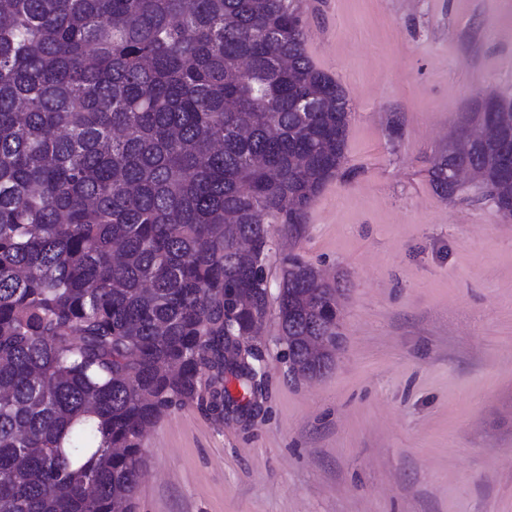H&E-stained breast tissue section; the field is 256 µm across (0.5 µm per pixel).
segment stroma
<instances>
[{"label": "stroma", "instance_id": "obj_1", "mask_svg": "<svg viewBox=\"0 0 512 512\" xmlns=\"http://www.w3.org/2000/svg\"><path fill=\"white\" fill-rule=\"evenodd\" d=\"M305 48L352 104L346 161L304 224L271 225L337 279L342 344L288 371L275 317L265 396L145 436L137 512H512V220L441 198L428 170L482 97H512V0H303Z\"/></svg>", "mask_w": 512, "mask_h": 512}]
</instances>
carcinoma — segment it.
<instances>
[{"label": "carcinoma", "instance_id": "1", "mask_svg": "<svg viewBox=\"0 0 512 512\" xmlns=\"http://www.w3.org/2000/svg\"><path fill=\"white\" fill-rule=\"evenodd\" d=\"M301 0H0V512H136L145 431L258 402L269 220L301 224L345 160L351 106L304 48ZM451 168L512 219L484 113ZM337 283L283 258L289 370L342 339ZM243 395L230 393L224 368Z\"/></svg>", "mask_w": 512, "mask_h": 512}]
</instances>
